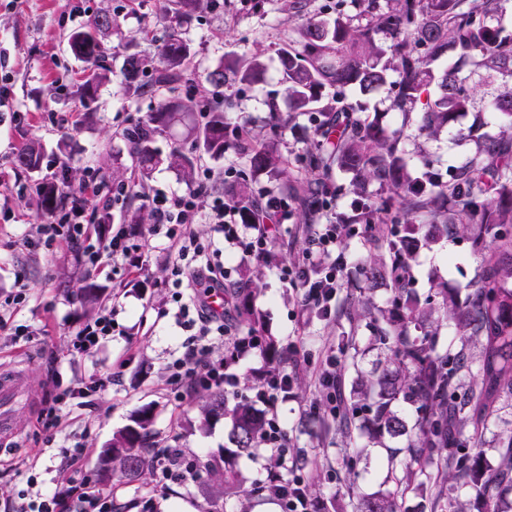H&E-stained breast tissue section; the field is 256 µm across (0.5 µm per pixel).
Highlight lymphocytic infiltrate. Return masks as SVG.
<instances>
[{"instance_id":"lymphocytic-infiltrate-1","label":"lymphocytic infiltrate","mask_w":512,"mask_h":512,"mask_svg":"<svg viewBox=\"0 0 512 512\" xmlns=\"http://www.w3.org/2000/svg\"><path fill=\"white\" fill-rule=\"evenodd\" d=\"M104 188L101 181L85 184L79 195L74 196L66 215L69 222L66 233H59L56 225L45 224L39 240L50 246L60 239L77 254H88L91 271H101L100 260L105 257L121 262L127 277H136L140 267L134 255L139 245L124 228L115 229L105 240L93 238V221L88 209L95 203H107ZM148 201L153 212L152 233L164 235L178 257L172 268V285L192 291L189 302L179 308V315L187 319L192 334L171 382L182 397L205 385H220L225 392H232L235 377L229 369L254 349L255 343L252 337L233 332L211 311V296L224 289V266L211 261L194 227L202 222L214 224L229 245L237 247L244 255L259 257L287 222L288 208L275 204L265 193L245 206L228 210L222 198L210 193L204 180L183 194L156 192ZM354 230V225L341 219L305 225L304 233L310 246L298 263L282 274L283 280L300 286L302 294L298 305L303 315L331 318L332 302L343 285V263L335 256L336 247ZM214 334L224 338V356H214L207 342L208 336ZM291 385V375L272 366L261 376L256 388L255 400L269 415L261 445L273 452L286 446L285 431L274 412L279 403L287 400ZM156 457L160 489L172 484L194 483L202 475V464L189 459L184 449L166 446L157 451ZM68 463L76 473L68 484L36 492L34 499L27 503L13 499L1 501L0 512H112L111 497L101 494L89 477L82 474L80 456H69ZM266 483L269 497L281 503L283 512H314L315 501L304 492L302 480H286L271 472Z\"/></svg>"}]
</instances>
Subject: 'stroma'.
<instances>
[{
  "mask_svg": "<svg viewBox=\"0 0 512 512\" xmlns=\"http://www.w3.org/2000/svg\"><path fill=\"white\" fill-rule=\"evenodd\" d=\"M128 1L0 0V81L11 88L9 107L0 110V317L6 329L24 325L41 334L40 342L19 347L9 345L6 330H0V366L23 382V393L12 408L16 434L0 442V497L16 499L66 481L72 475L66 452L81 448L86 452L84 470L101 492L111 495L118 512H144L143 505L150 498L155 501L154 512H169L175 500L187 504L191 512H209L215 506L220 512H281L277 502L252 492L254 483L267 476L268 450L230 456V419L201 415L205 388L182 398L170 382L190 333L177 318L178 305L168 287L172 268L168 239L152 235L149 224L130 221L133 213L145 207V200L126 199L110 210L111 227L126 226L139 240L141 271L136 279H125L119 266L86 274L66 246L45 248L30 243L38 225L55 221L42 210L35 187L56 174L62 161L72 167L70 192L74 195L97 174L117 185L143 180L148 192L181 194L187 189L170 166L173 146L191 147L182 127L155 137L153 148L159 161L148 175H141L132 162L125 132L151 111L153 97L118 96L114 83L108 81L87 111L78 112L72 99L58 89L63 70L82 72L81 63L68 54L67 34L103 10L120 19L121 33L113 37V44L135 40L137 52L156 61L173 26L166 0H136L133 9L128 8ZM351 10L350 0H219L214 9L197 14L180 30L195 51L190 81L183 91L184 98L196 106L187 124L203 125V107L215 97L231 100V124H249L260 138L274 141L286 160L288 180L298 185L297 192L287 198L288 224L260 259L241 258L214 225L202 223L195 230L201 243L220 250L231 271L232 286L253 279L256 291L250 305L263 321L266 335L274 337L280 349L296 347L310 359L309 366L293 379L292 397L278 406L287 435V464L280 473L290 480L305 479L324 512H355L360 496L396 489V472L387 451L365 436L349 441L337 419L324 416L321 406L332 393L318 381L325 353L335 352L340 370L336 404L341 407L349 401L358 371L372 367L376 353L369 348L370 330L345 309L349 297L359 295L364 285L363 265L380 249L369 234L344 237L338 250L346 256L348 267L336 296L335 317H302L299 288L280 277L304 246L295 236L296 229L319 215L351 217L356 195L351 173L340 172L325 180L303 169L298 156L313 125L309 117L289 110L279 81L277 51L295 42L305 18L332 17ZM256 52L263 54L267 64L260 81L250 85L230 82L218 89L206 82L207 71L225 56ZM472 121L467 114L437 136L407 141L410 167L426 158L444 174L464 161L474 144L462 140L461 133ZM30 141L40 145L43 158L39 170L26 172L15 168L13 159L18 148ZM244 170L240 155L230 150L220 159L202 158L195 173L210 175L217 196L223 195L226 186L241 181L247 182L253 196L263 191L278 193V180L248 176ZM319 187L325 190L323 208L306 210L302 191ZM479 271L467 236L444 237L420 248L411 270L412 287L424 298L441 288H464ZM89 284L103 291L104 304L112 309V334L98 351L84 354L73 348L72 341L93 319L82 301L81 289ZM106 375L111 376V384L96 392L90 403L63 409L52 437L37 432L36 417L48 391ZM144 408L152 412L151 445L166 443L204 459H229L238 493L212 501L213 482L207 476L197 484L171 485L159 495L153 492L156 481L151 474L133 483L104 479L97 463L99 452L111 447L113 437ZM350 458L356 461L351 471L345 466Z\"/></svg>",
  "mask_w": 512,
  "mask_h": 512,
  "instance_id": "stroma-1",
  "label": "stroma"
}]
</instances>
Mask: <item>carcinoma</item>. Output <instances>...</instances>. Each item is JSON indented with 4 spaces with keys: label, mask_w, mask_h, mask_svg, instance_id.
Here are the masks:
<instances>
[{
    "label": "carcinoma",
    "mask_w": 512,
    "mask_h": 512,
    "mask_svg": "<svg viewBox=\"0 0 512 512\" xmlns=\"http://www.w3.org/2000/svg\"><path fill=\"white\" fill-rule=\"evenodd\" d=\"M215 0H168L175 22L147 82L139 80L146 68L135 53L123 57L115 94L130 92L156 98L155 109L137 121L128 133L131 153L142 171L156 160L154 136L171 128L192 111L179 89L194 57L178 27L212 7ZM508 0H351L354 13L334 18L310 17L298 29L296 45L278 52L280 81L286 86L292 112L314 122V138L300 154L304 168L325 178L333 170L353 174V185L363 190L374 181L388 195L361 204L359 224H377L380 214L397 209L406 216L402 232L387 240L390 262L371 259L363 268L367 289L389 284L390 305L376 309L358 300L348 304L349 314L367 320L370 344L382 351L375 368L360 376L351 406L362 416L344 417L342 430L365 432L387 447L385 440L406 437L404 448L392 458L400 462L402 477L396 484L409 486L427 467L448 482L450 494L443 512H466L451 495L460 484L471 490L474 512H512V434L498 442V460L488 462L481 447L483 433L512 400V87L485 103H477L478 89L468 85L466 69L485 70L489 76L512 79V25L506 20ZM120 33V23L108 11L90 17L81 29L67 35L71 56L87 64L78 89L80 99L94 96L112 72V45L107 38ZM266 65L260 55L228 57L207 75L210 85L227 79L240 84L259 81ZM392 81L390 109L406 119L417 114L418 134L434 136L457 116L473 113L466 138L475 151L443 180L428 162L410 170L402 146L403 131L391 130L367 116L356 115L346 103L347 92L371 94ZM224 103L207 108L204 130L189 136L200 154L172 153L171 166L191 182L202 156L224 157L226 140ZM498 115L503 129L496 136L484 132V113ZM235 148L252 173H282L284 159L275 143L251 134L236 139ZM40 150L31 143L16 153L14 164L24 170L39 167ZM69 167L64 165L52 181L39 183L41 205L48 213L69 203L65 187ZM464 234L480 259L481 273L466 286V293L446 288L439 299L419 300L404 271L412 266L420 247L438 237ZM251 279L234 291L245 326L259 331L260 320L249 308ZM452 323L469 340L480 339V358L461 346L440 353L436 348L438 324ZM419 331L414 335L411 330ZM478 365L477 376L465 382ZM415 408L408 424L401 404ZM204 418L230 415L231 454H249L258 448L265 420L246 400L228 404L224 391L211 390L201 405ZM151 420L139 425L135 437L124 429L112 442V477L131 482L154 471L155 457L145 452ZM475 453H463V440ZM359 512H408L398 493L366 495Z\"/></svg>",
    "instance_id": "cac0c4a2"
}]
</instances>
